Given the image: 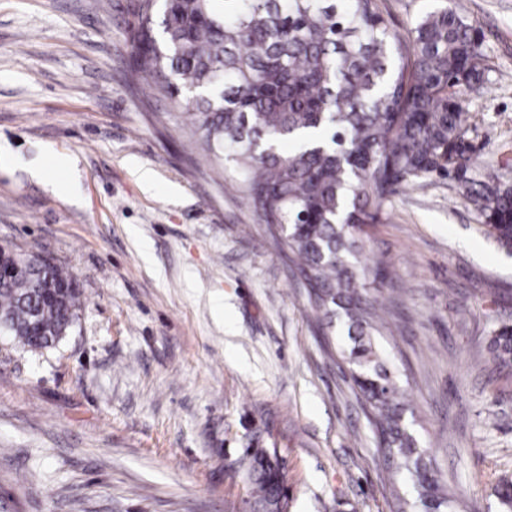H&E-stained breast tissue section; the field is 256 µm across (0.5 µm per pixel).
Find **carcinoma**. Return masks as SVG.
I'll use <instances>...</instances> for the list:
<instances>
[{
  "mask_svg": "<svg viewBox=\"0 0 512 512\" xmlns=\"http://www.w3.org/2000/svg\"><path fill=\"white\" fill-rule=\"evenodd\" d=\"M133 11L146 89L184 111L211 163L234 162L259 223L296 254L312 309L347 336L340 356L384 460L416 491L397 496V512H452L375 342L389 323L365 292L389 272L363 261L361 225L398 187L439 176L512 251V177L506 166L475 171L464 119L467 94L487 81L473 22L446 6L395 34L378 0H137ZM79 308L73 275L55 262L0 282V329L24 348H56ZM490 355L512 365L511 324L492 331ZM246 469L256 512H280V468L256 451Z\"/></svg>",
  "mask_w": 512,
  "mask_h": 512,
  "instance_id": "obj_1",
  "label": "carcinoma"
}]
</instances>
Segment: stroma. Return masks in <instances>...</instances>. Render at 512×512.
I'll use <instances>...</instances> for the list:
<instances>
[{
    "instance_id": "obj_1",
    "label": "stroma",
    "mask_w": 512,
    "mask_h": 512,
    "mask_svg": "<svg viewBox=\"0 0 512 512\" xmlns=\"http://www.w3.org/2000/svg\"><path fill=\"white\" fill-rule=\"evenodd\" d=\"M489 80L465 101L479 164L512 163V0H461ZM133 0H0V246L76 278L56 349L0 335V491L19 512H252L241 460L280 463L288 512H394L392 471L312 311L296 256L207 162L162 93L130 80ZM395 272L378 343L458 512H507L512 254L451 180L401 187L365 227ZM490 355L502 366L512 365V325L503 323L494 329L490 338Z\"/></svg>"
}]
</instances>
